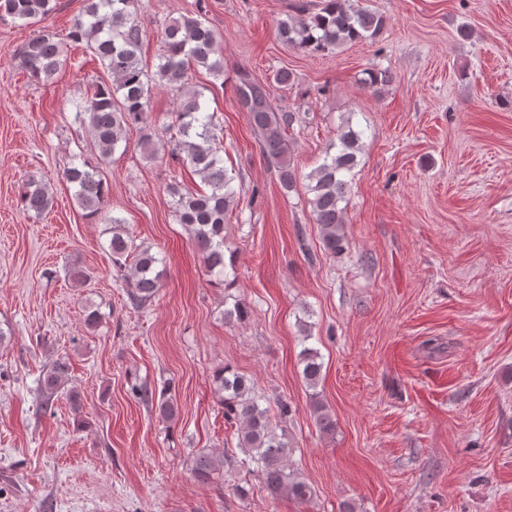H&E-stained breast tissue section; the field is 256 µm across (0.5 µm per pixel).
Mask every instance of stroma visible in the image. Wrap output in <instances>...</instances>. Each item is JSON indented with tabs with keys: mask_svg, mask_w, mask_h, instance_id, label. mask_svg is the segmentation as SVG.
Instances as JSON below:
<instances>
[{
	"mask_svg": "<svg viewBox=\"0 0 512 512\" xmlns=\"http://www.w3.org/2000/svg\"><path fill=\"white\" fill-rule=\"evenodd\" d=\"M201 0H138L143 60L155 64L158 24ZM224 36V78L190 71L223 129L224 162L240 196L224 226L234 281L211 282L172 213L170 183L200 180L165 159L145 161L138 128L102 164L104 216L163 258L151 303L130 304L112 265L103 218L87 217L64 172L94 158L72 99L104 79L67 35L84 0H53L47 30L67 66L38 83L11 62L33 27L0 21V512H512V0H359L390 19L376 40L326 55L288 47L276 22L299 2L202 0ZM468 27L470 38L458 35ZM391 69L380 93L362 70ZM290 85H274L279 68ZM271 83L273 102L307 107L292 164L305 178L353 115L365 131L344 213L346 248L322 247L306 191L285 193L238 108V70ZM39 173L53 191L43 215L18 190ZM89 271L83 285L70 266ZM250 311L224 321L226 304ZM101 315L96 328L86 311ZM322 357L317 388L299 363ZM70 365L79 408L44 409L39 381ZM250 378L312 486L300 504L271 500L225 422L212 375ZM171 383L175 421L134 386ZM320 398L336 421L322 434ZM224 457L223 480L192 475L199 451Z\"/></svg>",
	"mask_w": 512,
	"mask_h": 512,
	"instance_id": "35a3bbf8",
	"label": "stroma"
}]
</instances>
